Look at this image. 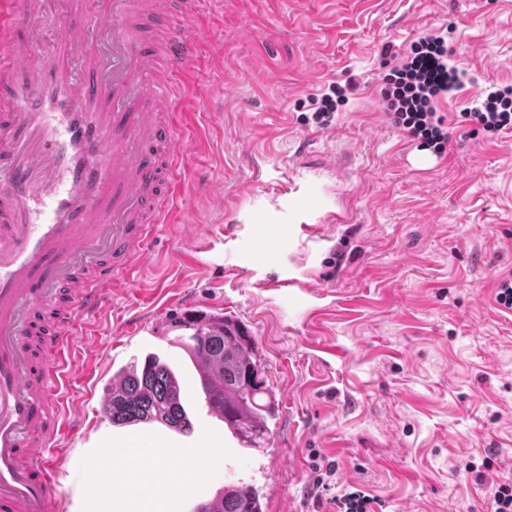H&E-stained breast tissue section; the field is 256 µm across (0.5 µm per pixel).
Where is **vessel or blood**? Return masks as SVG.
Wrapping results in <instances>:
<instances>
[{"label": "vessel or blood", "mask_w": 512, "mask_h": 512, "mask_svg": "<svg viewBox=\"0 0 512 512\" xmlns=\"http://www.w3.org/2000/svg\"><path fill=\"white\" fill-rule=\"evenodd\" d=\"M208 2L112 0L94 15L66 0L69 22L45 34L43 0H0V512H59L84 424L64 393L102 364L80 335L129 287L188 165L172 116L211 36L196 23ZM218 439L198 434L190 492Z\"/></svg>", "instance_id": "b4317fda"}]
</instances>
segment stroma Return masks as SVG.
Here are the masks:
<instances>
[{"instance_id": "1", "label": "stroma", "mask_w": 512, "mask_h": 512, "mask_svg": "<svg viewBox=\"0 0 512 512\" xmlns=\"http://www.w3.org/2000/svg\"><path fill=\"white\" fill-rule=\"evenodd\" d=\"M209 11L222 20L178 116L190 166L132 293L90 329L106 368L71 390L70 410L97 415L112 374L152 352L179 370L204 424L170 323L220 311L255 338L278 413L261 448L220 441L200 496L245 482L266 512H343L333 499L352 492L374 512H486L512 482V311L495 300L512 278V127L487 136L468 112L512 87V6L361 0L349 13L345 0H277L263 60L232 9ZM428 36L469 74L434 101L440 154L383 99L385 76ZM328 93L323 123L315 101ZM193 221L201 241L179 249ZM112 429L144 445L179 437L108 421L76 433L65 512H83L84 462ZM330 461L331 489L316 495Z\"/></svg>"}]
</instances>
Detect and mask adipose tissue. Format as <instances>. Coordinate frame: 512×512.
Wrapping results in <instances>:
<instances>
[{
	"label": "adipose tissue",
	"instance_id": "ef3b65f1",
	"mask_svg": "<svg viewBox=\"0 0 512 512\" xmlns=\"http://www.w3.org/2000/svg\"><path fill=\"white\" fill-rule=\"evenodd\" d=\"M158 462L155 448L132 446L121 459L106 457L112 484L93 489L91 512H178L187 495V474L175 468L159 470Z\"/></svg>",
	"mask_w": 512,
	"mask_h": 512
}]
</instances>
